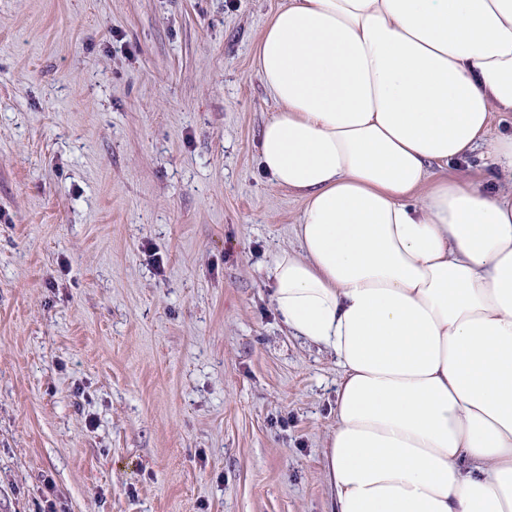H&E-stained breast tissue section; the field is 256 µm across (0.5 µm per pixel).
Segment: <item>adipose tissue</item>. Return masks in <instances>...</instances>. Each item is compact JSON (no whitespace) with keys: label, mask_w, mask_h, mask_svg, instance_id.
<instances>
[{"label":"adipose tissue","mask_w":512,"mask_h":512,"mask_svg":"<svg viewBox=\"0 0 512 512\" xmlns=\"http://www.w3.org/2000/svg\"><path fill=\"white\" fill-rule=\"evenodd\" d=\"M256 63L303 201L272 301L341 369L332 512H512V0H288Z\"/></svg>","instance_id":"ef3b65f1"}]
</instances>
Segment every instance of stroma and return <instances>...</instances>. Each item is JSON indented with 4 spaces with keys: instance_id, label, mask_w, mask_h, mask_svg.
I'll return each instance as SVG.
<instances>
[{
    "instance_id": "obj_1",
    "label": "stroma",
    "mask_w": 512,
    "mask_h": 512,
    "mask_svg": "<svg viewBox=\"0 0 512 512\" xmlns=\"http://www.w3.org/2000/svg\"><path fill=\"white\" fill-rule=\"evenodd\" d=\"M287 3L0 0V512H329L340 370L265 275Z\"/></svg>"
}]
</instances>
